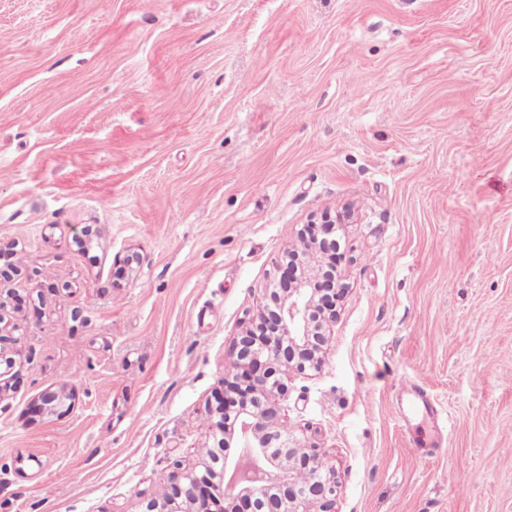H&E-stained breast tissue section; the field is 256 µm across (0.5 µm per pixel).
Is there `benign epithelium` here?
Returning a JSON list of instances; mask_svg holds the SVG:
<instances>
[{
  "label": "benign epithelium",
  "mask_w": 512,
  "mask_h": 512,
  "mask_svg": "<svg viewBox=\"0 0 512 512\" xmlns=\"http://www.w3.org/2000/svg\"><path fill=\"white\" fill-rule=\"evenodd\" d=\"M329 242L306 239L288 253L313 269ZM277 287L265 289L263 302L245 323L233 344L230 377L238 388V433L225 430V446L243 449L233 465L232 481L224 472L198 477L191 472L173 477L169 499L180 501L179 512H336L335 465L315 444L304 443L283 427L280 399L287 391L283 375L321 369L327 332L336 322V301L345 284L295 275L276 266ZM303 474L306 479L297 481Z\"/></svg>",
  "instance_id": "obj_1"
}]
</instances>
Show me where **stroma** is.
<instances>
[{"mask_svg":"<svg viewBox=\"0 0 512 512\" xmlns=\"http://www.w3.org/2000/svg\"><path fill=\"white\" fill-rule=\"evenodd\" d=\"M311 224L347 291L281 407L337 512H512V0H0V512L204 472Z\"/></svg>","mask_w":512,"mask_h":512,"instance_id":"stroma-1","label":"stroma"}]
</instances>
